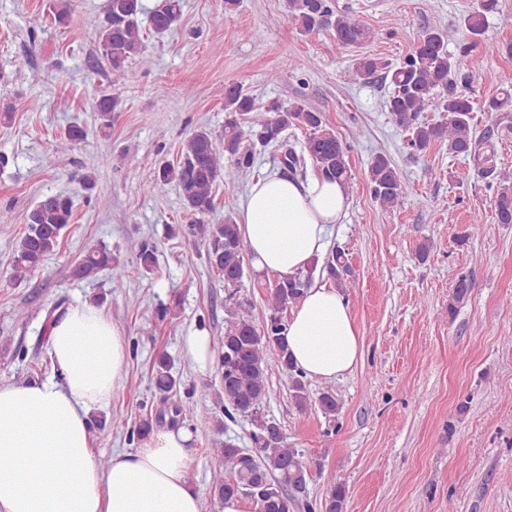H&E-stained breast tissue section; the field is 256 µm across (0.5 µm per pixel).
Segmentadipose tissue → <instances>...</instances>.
<instances>
[{"label":"adipose tissue","instance_id":"adipose-tissue-1","mask_svg":"<svg viewBox=\"0 0 512 512\" xmlns=\"http://www.w3.org/2000/svg\"><path fill=\"white\" fill-rule=\"evenodd\" d=\"M348 207L340 183L271 173L250 184L237 224L255 269L282 278L326 250ZM286 342L315 380L344 376L362 355L349 303L326 283L296 305ZM48 356L50 377L0 381V512H202L186 429H152L134 451L98 461L92 415L110 409L130 356L111 315L86 300L54 314Z\"/></svg>","mask_w":512,"mask_h":512}]
</instances>
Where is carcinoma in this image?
Listing matches in <instances>:
<instances>
[{
    "instance_id": "1",
    "label": "carcinoma",
    "mask_w": 512,
    "mask_h": 512,
    "mask_svg": "<svg viewBox=\"0 0 512 512\" xmlns=\"http://www.w3.org/2000/svg\"><path fill=\"white\" fill-rule=\"evenodd\" d=\"M288 8L295 28L304 34L331 29L338 41L358 45L374 37L356 17L336 12L332 0H288ZM496 9V0H480L478 7L464 19L469 39L482 41L486 14ZM104 20L98 30V39L104 59L112 73V82L124 81L129 75V63L144 59L145 46L142 24L146 23L156 34L170 31L182 14V0H155L145 9L142 0H104ZM386 71L390 90L386 107L396 124L408 133L413 152L423 154L436 142H448V153L463 156L474 169L494 173L496 155L485 149L487 141L476 135L471 124L473 105L468 96L455 90L452 64L446 48V34L430 29L420 36L412 53L399 65L392 67L375 57L356 60L349 73L353 81L370 79L378 71ZM122 104L112 94L100 95L94 103L101 131L112 127L114 114ZM446 112L444 122L428 123L419 120L423 112ZM290 127L308 132L303 154L287 149L281 154L280 164L294 171L304 164V156L313 161L317 173L327 179L346 185L351 179L345 160V149L335 132L326 128L322 113L301 103L288 107L272 105L264 112L255 108L253 98L237 84L224 90V134L215 138L211 131H193L182 147V158L173 165L164 163L152 178L142 185L148 195L161 191L173 183L178 188L187 211L202 217L215 210L214 186L226 175L224 162H229L231 175L240 181L254 173L255 156L243 145L268 146L280 142ZM87 136L85 128L74 122L60 136L58 149L68 151ZM369 183L374 199L383 207L395 206L406 192V183L385 154L375 155L368 168ZM494 197V210L501 224H512V174L499 173ZM76 198L63 193L42 196L25 218V227L19 237L11 262L12 279L24 281L38 270L59 247L64 230L70 224ZM182 232L208 243L206 260L209 267L224 278L225 299L224 336L220 337L218 365L222 377L224 415L238 414L250 419L252 447L239 448L231 443L216 449L224 459V471L213 473L214 493L221 499L247 498L258 512H295L302 497L307 494L310 473L301 454L288 447L287 438L279 433V424L267 417L264 406L269 398L266 378V356L274 351L278 362L290 381L291 397L296 408L303 412L311 404L306 378L295 369L288 356L284 336L288 324L287 310L296 305L312 285V276L298 273L279 278L270 288L263 324L256 325L245 314L236 300L237 289L244 274L245 257L249 254L247 242L241 236L238 224L231 218L204 221L182 227ZM127 251L149 273L157 266L154 247L144 241L131 239ZM112 250L105 244L90 247L69 269L75 280L96 278L103 271L114 268ZM324 271L336 280L340 288L347 287L351 269L345 253L339 249L327 258ZM474 288L472 279L460 275L455 280L448 299V313L469 298ZM153 386L160 395L161 407L155 417H145L137 428L143 436L153 427V421L170 416L193 417L196 405L176 399L177 379L172 374L171 360L161 355L154 365ZM322 414L330 422L336 421L340 403L336 392L327 387L316 398ZM347 491L342 483L330 490L328 499L320 503L321 512H343Z\"/></svg>"
}]
</instances>
